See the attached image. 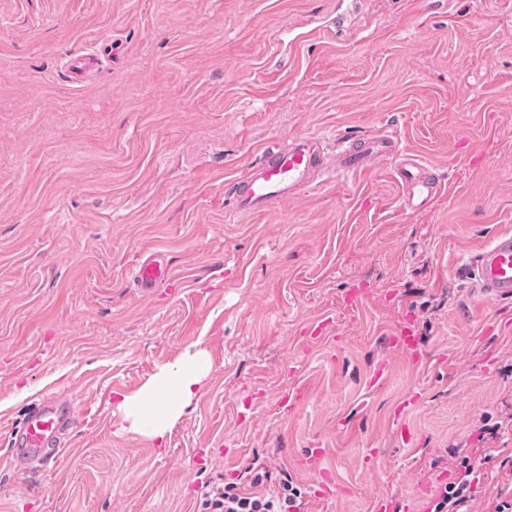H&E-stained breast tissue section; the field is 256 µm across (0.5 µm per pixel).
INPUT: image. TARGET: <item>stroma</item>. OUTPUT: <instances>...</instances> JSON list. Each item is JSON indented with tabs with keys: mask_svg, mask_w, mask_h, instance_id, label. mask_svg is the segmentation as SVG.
I'll list each match as a JSON object with an SVG mask.
<instances>
[{
	"mask_svg": "<svg viewBox=\"0 0 512 512\" xmlns=\"http://www.w3.org/2000/svg\"><path fill=\"white\" fill-rule=\"evenodd\" d=\"M383 129L445 174L429 209L404 210L384 164L230 214L224 186L264 144ZM501 233L512 0H0V512H200L256 460L308 512L423 482L411 506L430 512L438 476L469 465L471 512H493L512 488V300L461 270ZM156 251L173 281L150 297L130 277ZM328 315L334 338L306 344ZM409 318L419 365L383 341ZM194 348L211 367L164 446L121 431L122 395ZM46 392L79 427L34 471L5 448Z\"/></svg>",
	"mask_w": 512,
	"mask_h": 512,
	"instance_id": "stroma-1",
	"label": "stroma"
}]
</instances>
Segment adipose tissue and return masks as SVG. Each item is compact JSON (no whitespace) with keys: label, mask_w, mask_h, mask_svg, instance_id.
Listing matches in <instances>:
<instances>
[{"label":"adipose tissue","mask_w":512,"mask_h":512,"mask_svg":"<svg viewBox=\"0 0 512 512\" xmlns=\"http://www.w3.org/2000/svg\"><path fill=\"white\" fill-rule=\"evenodd\" d=\"M209 368V356L202 349L162 366L137 393L122 398V430L162 443L184 407L197 397Z\"/></svg>","instance_id":"obj_1"}]
</instances>
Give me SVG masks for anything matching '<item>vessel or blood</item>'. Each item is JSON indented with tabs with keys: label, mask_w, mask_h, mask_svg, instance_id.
<instances>
[{
	"label": "vessel or blood",
	"mask_w": 512,
	"mask_h": 512,
	"mask_svg": "<svg viewBox=\"0 0 512 512\" xmlns=\"http://www.w3.org/2000/svg\"><path fill=\"white\" fill-rule=\"evenodd\" d=\"M395 160L394 176L405 210L418 212L430 207L444 183L436 171L412 153L400 152L394 134L382 130L347 143L328 144L325 137L296 134L287 144L262 149L244 175L227 184L235 216L247 218L271 213L276 205L296 198L319 176L357 175L384 160ZM468 273L484 299L512 298V234L497 235L470 265ZM133 279L143 293L167 285L171 279L168 261L159 254L142 260ZM389 345L412 351L418 338L411 323H400L388 338ZM79 421L74 404L46 396L31 403L19 426L12 429L10 455H21L38 466L49 464L64 446Z\"/></svg>",
	"instance_id": "1"
}]
</instances>
